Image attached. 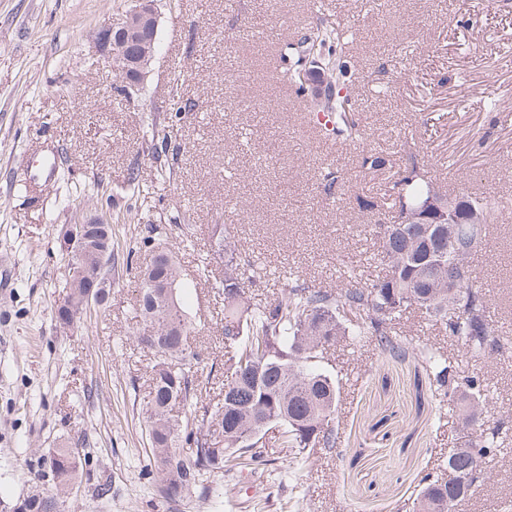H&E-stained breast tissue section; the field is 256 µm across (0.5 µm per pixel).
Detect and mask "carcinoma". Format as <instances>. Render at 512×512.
I'll return each mask as SVG.
<instances>
[{"mask_svg": "<svg viewBox=\"0 0 512 512\" xmlns=\"http://www.w3.org/2000/svg\"><path fill=\"white\" fill-rule=\"evenodd\" d=\"M304 39L333 60V80L349 89L357 69L348 61V37L339 22L317 17ZM281 80L296 96L308 99L291 47L282 49ZM335 138L358 142L365 130L351 115L349 94L336 97ZM360 168L367 172L385 166V159L364 150ZM129 182L145 192L167 182L166 170L156 169L146 184L135 173ZM395 215L368 225L377 244L376 258L385 274L369 282L352 273L340 287H315L289 274L272 298L253 303L247 284L256 283L257 268L248 256L224 271V390L223 399L209 409L197 407L195 374L198 354L190 350L191 322L183 301L174 250L160 237L163 224L146 225L143 245L148 258L140 272L135 340L154 362L150 390L142 402V418L160 494L175 498L193 489L207 495L211 478L258 465L266 434L275 430L280 446L294 459L307 463L310 452L332 451L340 442L339 381L322 362L328 349L348 341H366L395 358L410 357L422 368L425 390L442 407L452 404L458 419L475 433L463 448L448 449L456 479L442 473L417 474L414 512H452L492 478L490 463L512 436V416L490 418L492 397L483 373L459 369L458 363L430 343H416L401 331L407 310L414 307L461 342L466 353L479 359H512V341L501 336L490 320L489 295L477 281L472 257L485 245L488 228L499 221L506 206L483 196L450 197L441 191L415 159L388 186ZM452 211L453 224H428L436 209ZM87 245L107 248L112 267V225L85 228ZM86 437L63 442L49 453L54 489L34 490L17 499L12 512H59L77 482L79 447ZM476 453L486 466L470 470Z\"/></svg>", "mask_w": 512, "mask_h": 512, "instance_id": "carcinoma-1", "label": "carcinoma"}]
</instances>
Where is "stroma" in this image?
<instances>
[{"mask_svg": "<svg viewBox=\"0 0 512 512\" xmlns=\"http://www.w3.org/2000/svg\"><path fill=\"white\" fill-rule=\"evenodd\" d=\"M328 14L352 29L361 77L351 91L366 132L361 142L320 143L313 105L278 80L279 48L311 21L309 0H159L157 52L138 97L126 98L96 59L93 33L120 18L131 0H0V512L33 488L52 489L50 448L87 434L85 462L68 512H400L414 478L460 445L453 406H417L415 364L365 343L328 351L340 382L338 454H314L294 468L287 449L266 443L271 463L217 479V493L170 500L157 490L140 403L152 355L131 336L144 227L193 234L178 253L188 288L190 341L202 358L198 402L215 405L224 381L223 280L230 259L254 256L266 301L294 273L323 288L345 267L364 278L373 242L367 227L395 165L416 157L452 193L509 205L498 234L472 259L495 296L502 335L512 338V0H328ZM184 80H176L177 71ZM180 94L187 108L172 116ZM497 100L486 109V98ZM438 118L422 124L424 114ZM170 148L155 157L150 121ZM391 167L359 171L363 150ZM154 194L134 192L131 170ZM338 168L325 188L324 171ZM102 183L78 201L67 187ZM132 214L113 227L125 260L105 306L63 328L65 249L59 230L75 218ZM464 369L484 372L490 413H512V360H477L429 323L410 319ZM110 484L99 495V484ZM512 501V442L493 480L455 512H501Z\"/></svg>", "mask_w": 512, "mask_h": 512, "instance_id": "1", "label": "stroma"}]
</instances>
